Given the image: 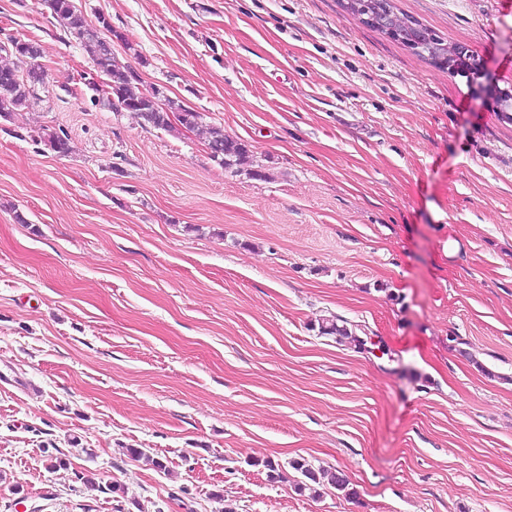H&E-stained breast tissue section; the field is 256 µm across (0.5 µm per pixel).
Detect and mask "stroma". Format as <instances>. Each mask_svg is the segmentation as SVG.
Wrapping results in <instances>:
<instances>
[{
    "label": "stroma",
    "instance_id": "stroma-1",
    "mask_svg": "<svg viewBox=\"0 0 512 512\" xmlns=\"http://www.w3.org/2000/svg\"><path fill=\"white\" fill-rule=\"evenodd\" d=\"M75 2L264 176L94 102L0 0L46 71L0 119V362L37 389L0 385V512H512V122L342 0ZM395 3L512 87V0ZM299 457L355 497L295 493ZM330 317L331 318H323L321 323H319V334L333 336L339 343L348 340L349 343H353L355 346H365L366 341L359 336H356V334L347 326L346 321L339 319L336 316Z\"/></svg>",
    "mask_w": 512,
    "mask_h": 512
}]
</instances>
